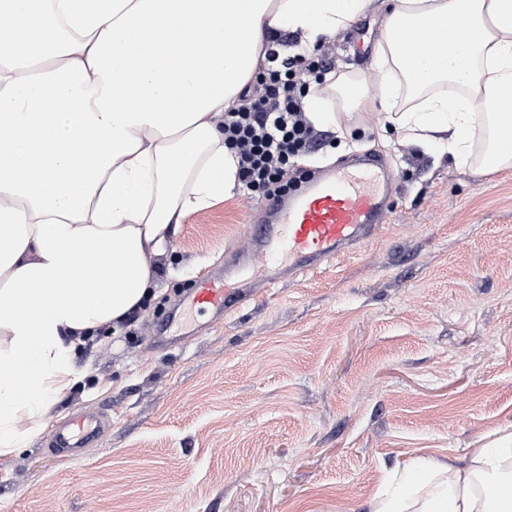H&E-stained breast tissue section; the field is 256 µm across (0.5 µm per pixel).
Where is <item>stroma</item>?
I'll return each instance as SVG.
<instances>
[{"mask_svg": "<svg viewBox=\"0 0 512 512\" xmlns=\"http://www.w3.org/2000/svg\"><path fill=\"white\" fill-rule=\"evenodd\" d=\"M387 6L326 41L336 80L368 77ZM332 110L290 172L382 154L395 184L370 242L220 318L187 289L223 277L262 199L238 188L189 214L151 305L80 354L78 385L0 456V512H364L416 455L512 440V168L460 167L382 140L359 107ZM77 412L110 426L81 456L50 457Z\"/></svg>", "mask_w": 512, "mask_h": 512, "instance_id": "1", "label": "stroma"}]
</instances>
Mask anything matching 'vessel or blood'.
<instances>
[{
    "instance_id": "obj_1",
    "label": "vessel or blood",
    "mask_w": 512,
    "mask_h": 512,
    "mask_svg": "<svg viewBox=\"0 0 512 512\" xmlns=\"http://www.w3.org/2000/svg\"><path fill=\"white\" fill-rule=\"evenodd\" d=\"M393 182L382 156L359 151L336 168L299 180L291 193L267 199L268 219L249 226L243 252L249 263L263 266V276L246 290L232 271L220 281L200 276L195 303L226 312L263 296L282 274L329 268L374 236ZM99 428L97 420L82 414L66 421L50 434L52 456L80 455L96 442Z\"/></svg>"
}]
</instances>
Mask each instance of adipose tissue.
I'll return each instance as SVG.
<instances>
[{
    "label": "adipose tissue",
    "mask_w": 512,
    "mask_h": 512,
    "mask_svg": "<svg viewBox=\"0 0 512 512\" xmlns=\"http://www.w3.org/2000/svg\"><path fill=\"white\" fill-rule=\"evenodd\" d=\"M372 0H0V455L76 382L73 356L155 293L179 224L231 195L224 112L283 30L304 54ZM370 85L379 134L512 167V0H389ZM366 512H512V446L397 468Z\"/></svg>",
    "instance_id": "ef3b65f1"
}]
</instances>
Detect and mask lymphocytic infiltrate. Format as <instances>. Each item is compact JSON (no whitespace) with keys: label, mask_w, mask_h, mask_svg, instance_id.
<instances>
[{"label":"lymphocytic infiltrate","mask_w":512,"mask_h":512,"mask_svg":"<svg viewBox=\"0 0 512 512\" xmlns=\"http://www.w3.org/2000/svg\"><path fill=\"white\" fill-rule=\"evenodd\" d=\"M328 65L322 53L288 57L265 69L252 94L224 114V145L237 159V177L247 194L280 190L290 163L307 154L319 132L306 115L311 84Z\"/></svg>","instance_id":"1"}]
</instances>
